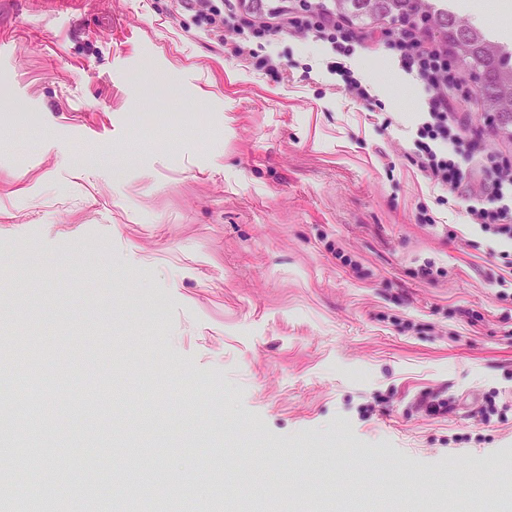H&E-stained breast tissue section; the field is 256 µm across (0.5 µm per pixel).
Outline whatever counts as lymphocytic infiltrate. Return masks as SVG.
Listing matches in <instances>:
<instances>
[{"label": "lymphocytic infiltrate", "mask_w": 512, "mask_h": 512, "mask_svg": "<svg viewBox=\"0 0 512 512\" xmlns=\"http://www.w3.org/2000/svg\"><path fill=\"white\" fill-rule=\"evenodd\" d=\"M182 4L197 14L211 39L232 57L281 79L286 78V69L273 55L259 53L262 43L283 35H309L348 57L369 40L368 34L320 7L303 13L286 6L268 9L260 0H182ZM385 44L427 95L413 163L428 180L447 190L450 201H462L469 223L494 228L497 235L512 241V156L477 153L467 139L469 115L461 106L471 102L474 93L464 86L447 49L409 23L390 32Z\"/></svg>", "instance_id": "lymphocytic-infiltrate-1"}]
</instances>
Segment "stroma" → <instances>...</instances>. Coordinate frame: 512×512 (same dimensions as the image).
I'll use <instances>...</instances> for the list:
<instances>
[{"label":"stroma","instance_id":"1","mask_svg":"<svg viewBox=\"0 0 512 512\" xmlns=\"http://www.w3.org/2000/svg\"><path fill=\"white\" fill-rule=\"evenodd\" d=\"M512 0H447L512 43ZM335 86L310 36L225 55L181 0H0V382L44 472L99 512H512V243L408 150L419 81L383 44ZM27 283L15 293V280ZM430 393L448 410L418 409ZM332 64H339L330 66V71L341 77V81L343 82L341 89L345 95H348L355 101L366 103L368 110L372 109L371 95L367 87L363 85L359 79L354 77V74L350 69L342 66L338 62H334Z\"/></svg>","mask_w":512,"mask_h":512}]
</instances>
